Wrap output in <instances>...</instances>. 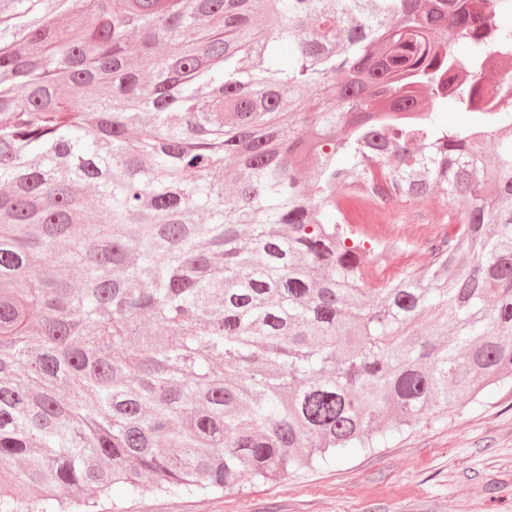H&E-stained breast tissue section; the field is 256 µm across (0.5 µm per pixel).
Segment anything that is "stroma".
<instances>
[{
  "instance_id": "stroma-1",
  "label": "stroma",
  "mask_w": 512,
  "mask_h": 512,
  "mask_svg": "<svg viewBox=\"0 0 512 512\" xmlns=\"http://www.w3.org/2000/svg\"><path fill=\"white\" fill-rule=\"evenodd\" d=\"M461 206L434 195L382 213L375 224L351 212L354 229L395 245L375 282L395 283L421 267L418 232L443 213L447 221L436 230L454 237ZM99 512H512V382L487 386L448 415L425 416L371 451L348 448L335 462L225 494H116Z\"/></svg>"
}]
</instances>
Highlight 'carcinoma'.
I'll use <instances>...</instances> for the list:
<instances>
[{
	"instance_id": "1",
	"label": "carcinoma",
	"mask_w": 512,
	"mask_h": 512,
	"mask_svg": "<svg viewBox=\"0 0 512 512\" xmlns=\"http://www.w3.org/2000/svg\"><path fill=\"white\" fill-rule=\"evenodd\" d=\"M482 2L0 0V512L231 492L512 379V90L468 76L512 0ZM438 192L455 239L374 285L337 197Z\"/></svg>"
}]
</instances>
